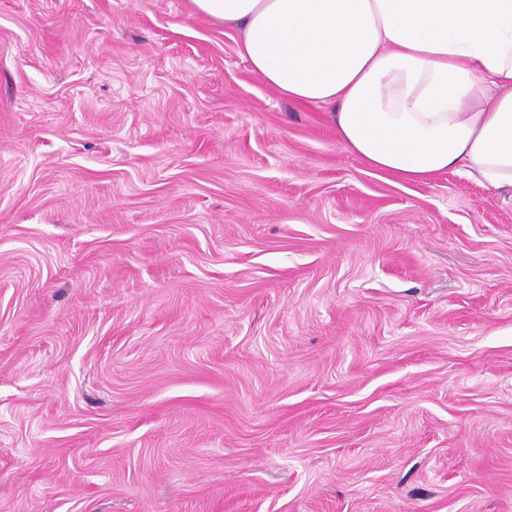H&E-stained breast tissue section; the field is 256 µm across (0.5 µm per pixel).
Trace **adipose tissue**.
<instances>
[{"label":"adipose tissue","mask_w":512,"mask_h":512,"mask_svg":"<svg viewBox=\"0 0 512 512\" xmlns=\"http://www.w3.org/2000/svg\"><path fill=\"white\" fill-rule=\"evenodd\" d=\"M368 168L512 194V0H191Z\"/></svg>","instance_id":"obj_1"}]
</instances>
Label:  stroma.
Here are the masks:
<instances>
[{
	"instance_id": "obj_1",
	"label": "stroma",
	"mask_w": 512,
	"mask_h": 512,
	"mask_svg": "<svg viewBox=\"0 0 512 512\" xmlns=\"http://www.w3.org/2000/svg\"><path fill=\"white\" fill-rule=\"evenodd\" d=\"M239 38L0 0V512H512V203Z\"/></svg>"
}]
</instances>
